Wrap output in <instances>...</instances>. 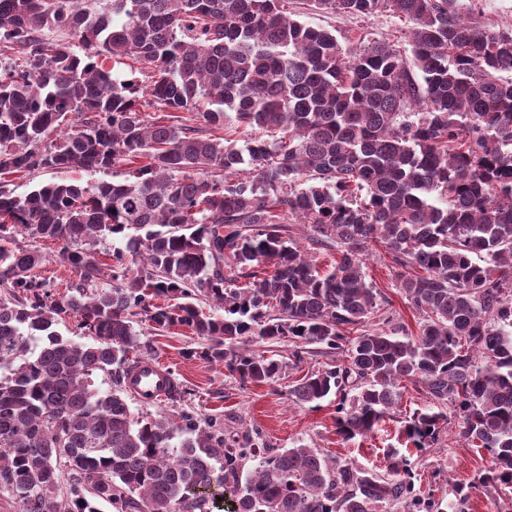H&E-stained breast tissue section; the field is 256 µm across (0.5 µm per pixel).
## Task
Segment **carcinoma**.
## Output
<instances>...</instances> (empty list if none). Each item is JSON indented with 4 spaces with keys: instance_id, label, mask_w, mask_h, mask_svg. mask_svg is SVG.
I'll return each instance as SVG.
<instances>
[{
    "instance_id": "obj_1",
    "label": "carcinoma",
    "mask_w": 512,
    "mask_h": 512,
    "mask_svg": "<svg viewBox=\"0 0 512 512\" xmlns=\"http://www.w3.org/2000/svg\"><path fill=\"white\" fill-rule=\"evenodd\" d=\"M308 2L396 15L408 48L343 43L288 0H0V176L112 172L20 195L0 183V491L20 512H224L227 492L234 512H440L396 452L380 473L274 448L254 426L229 436L189 407L134 414L141 321L206 340L182 356L243 386L314 348L332 357L288 400L335 396L347 441L419 386L413 447L451 414L492 457L480 484L512 488V25H482L479 0ZM103 56L148 82L113 77ZM42 239L77 277L63 297ZM372 243L400 268L415 334L368 326L387 302L363 270ZM330 248L322 268L312 252ZM67 317L92 342L62 336ZM279 340L286 357L247 347ZM452 492L468 512L471 487Z\"/></svg>"
}]
</instances>
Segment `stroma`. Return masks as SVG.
<instances>
[{
    "label": "stroma",
    "mask_w": 512,
    "mask_h": 512,
    "mask_svg": "<svg viewBox=\"0 0 512 512\" xmlns=\"http://www.w3.org/2000/svg\"><path fill=\"white\" fill-rule=\"evenodd\" d=\"M299 21L315 28L335 31L343 41L359 39L387 40L404 44L406 25L400 18L377 13L361 17L332 15L294 4ZM364 270L387 298L383 317L405 326L409 331L418 328L419 315L404 300L399 288L391 256L382 245L369 248L364 258ZM142 344L151 349L152 359L161 361L178 383L187 389L186 403L206 416L223 419L228 432L242 431L252 426L263 430L267 441L276 448L307 445L317 452L351 461L359 466L384 471L390 449H405L400 417L424 408L427 400L413 388L403 391L396 417L382 422L373 432L350 441L336 432L335 399L322 401L320 407H302L288 401V378L270 384L243 386L227 377L223 366L202 359L187 360L184 349L203 347L204 342L188 332L176 329L162 334L144 329ZM491 465L485 449L468 447L455 425H448L439 440L421 457L418 471L421 485L433 489L436 500L448 501V485L468 484Z\"/></svg>",
    "instance_id": "stroma-1"
}]
</instances>
